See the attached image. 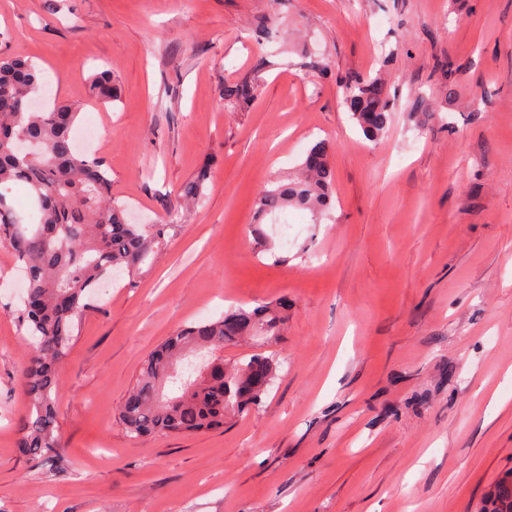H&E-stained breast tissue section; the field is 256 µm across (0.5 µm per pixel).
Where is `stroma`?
<instances>
[{"instance_id":"obj_1","label":"stroma","mask_w":512,"mask_h":512,"mask_svg":"<svg viewBox=\"0 0 512 512\" xmlns=\"http://www.w3.org/2000/svg\"><path fill=\"white\" fill-rule=\"evenodd\" d=\"M0 53L76 103L112 194L166 219L154 263L102 281L58 379L63 447L18 456L31 346L0 244V512H492L512 471V0H0ZM109 71L116 102L89 96ZM381 78L367 140L343 76ZM257 88L244 107L224 86ZM423 108H416V101ZM332 146L333 201L282 238L260 189ZM287 301L258 408L193 435L131 437L119 410L177 327ZM208 178V171L206 168H203L198 171L193 179L189 180L181 187L178 194L177 210L175 214L177 217L179 216L178 207L181 208L182 204L187 205L195 203L203 197L205 183Z\"/></svg>"}]
</instances>
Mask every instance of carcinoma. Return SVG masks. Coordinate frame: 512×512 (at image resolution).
<instances>
[{
    "label": "carcinoma",
    "mask_w": 512,
    "mask_h": 512,
    "mask_svg": "<svg viewBox=\"0 0 512 512\" xmlns=\"http://www.w3.org/2000/svg\"><path fill=\"white\" fill-rule=\"evenodd\" d=\"M344 105L369 140L388 130V92L377 78L350 74L344 81ZM43 89L40 71L19 57H0V242L25 264L28 281L21 310L22 326L32 340V354L21 378L26 409L19 421L16 448L38 460L60 448L57 404L59 368L72 344L75 320L84 298L98 283L125 271L133 276L152 260L170 219L134 224L129 209L112 197V179L104 164L76 151L71 131L77 108L55 105L33 112L30 104ZM254 85L224 86L229 103L252 99ZM92 97L118 100L112 77L102 72L90 84ZM331 146L318 140L305 152L300 171L285 185L261 191L255 205L260 216L290 207L317 215L330 204L334 173ZM208 171L186 182L177 206L203 197ZM286 305L239 310L218 320H200L176 330L144 361L119 419L134 438L151 434H191L224 426V418L261 403L277 377L275 355L253 353L224 363V347L245 337L272 340L281 335ZM206 356L224 364L213 374L197 373L181 382L179 393L160 396L174 381L179 355Z\"/></svg>",
    "instance_id": "cac0c4a2"
}]
</instances>
